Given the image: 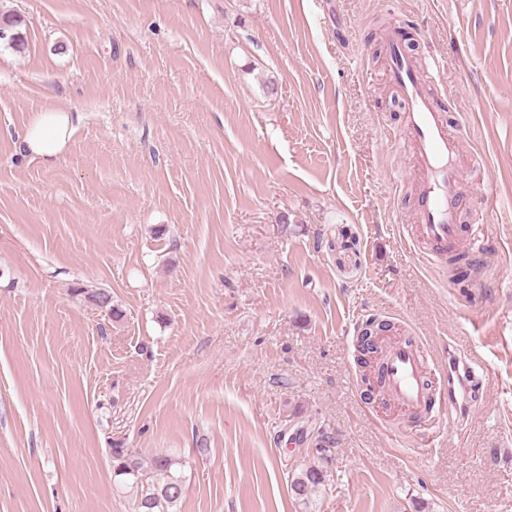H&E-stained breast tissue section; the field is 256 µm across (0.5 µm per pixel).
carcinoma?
Returning <instances> with one entry per match:
<instances>
[{
  "label": "carcinoma",
  "mask_w": 512,
  "mask_h": 512,
  "mask_svg": "<svg viewBox=\"0 0 512 512\" xmlns=\"http://www.w3.org/2000/svg\"><path fill=\"white\" fill-rule=\"evenodd\" d=\"M74 295L87 303H100L115 320L123 316L112 304V294L105 289L76 288ZM183 467L184 464L171 455L156 454L146 461L138 451L120 446L112 448L113 474L123 488L132 492L133 512H176L186 490ZM327 482L328 471L320 464L292 473L289 488L301 512H314L313 497Z\"/></svg>",
  "instance_id": "obj_1"
}]
</instances>
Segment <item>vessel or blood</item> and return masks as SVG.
Masks as SVG:
<instances>
[{
    "mask_svg": "<svg viewBox=\"0 0 512 512\" xmlns=\"http://www.w3.org/2000/svg\"><path fill=\"white\" fill-rule=\"evenodd\" d=\"M385 54L390 81L407 105L406 122L410 132L409 173L418 185L415 217L409 236L437 254L456 248L462 234H469L472 247L483 240L481 225L463 228L462 174L467 157L461 148L459 132L449 129L446 113L435 104L430 88L435 82V65H417L395 35H388ZM428 362L422 347L412 339L387 345L384 359L383 395L406 412L426 421ZM448 375L459 384L449 392L447 403L454 408L458 422H466L470 399L480 377L468 357L448 354Z\"/></svg>",
    "mask_w": 512,
    "mask_h": 512,
    "instance_id": "vessel-or-blood-1",
    "label": "vessel or blood"
}]
</instances>
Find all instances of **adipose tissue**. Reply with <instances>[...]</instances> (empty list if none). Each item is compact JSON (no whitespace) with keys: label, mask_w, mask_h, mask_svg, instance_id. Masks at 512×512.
Returning <instances> with one entry per match:
<instances>
[{"label":"adipose tissue","mask_w":512,"mask_h":512,"mask_svg":"<svg viewBox=\"0 0 512 512\" xmlns=\"http://www.w3.org/2000/svg\"><path fill=\"white\" fill-rule=\"evenodd\" d=\"M74 131L71 112L51 109L38 112L20 138V150L46 164H54L66 152Z\"/></svg>","instance_id":"1"}]
</instances>
